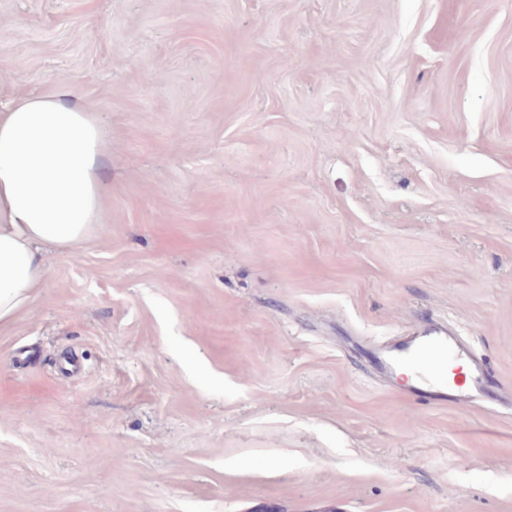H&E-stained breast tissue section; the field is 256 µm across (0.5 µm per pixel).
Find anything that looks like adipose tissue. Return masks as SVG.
<instances>
[{
	"instance_id": "obj_1",
	"label": "adipose tissue",
	"mask_w": 512,
	"mask_h": 512,
	"mask_svg": "<svg viewBox=\"0 0 512 512\" xmlns=\"http://www.w3.org/2000/svg\"><path fill=\"white\" fill-rule=\"evenodd\" d=\"M107 153L95 113L63 96L0 108V327L44 287L43 247L75 250L93 234Z\"/></svg>"
}]
</instances>
